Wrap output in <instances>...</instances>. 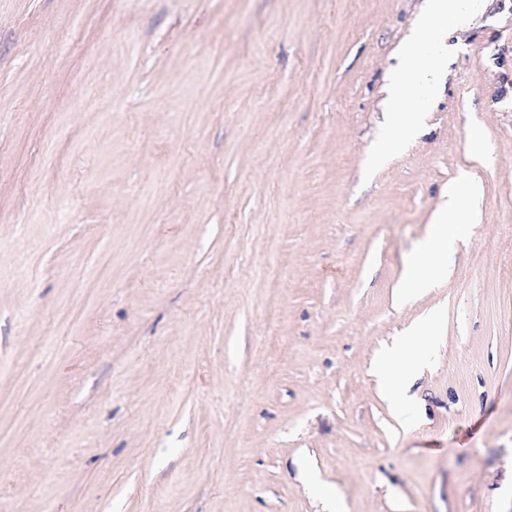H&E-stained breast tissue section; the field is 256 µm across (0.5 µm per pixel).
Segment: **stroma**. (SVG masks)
Wrapping results in <instances>:
<instances>
[{
	"label": "stroma",
	"instance_id": "stroma-1",
	"mask_svg": "<svg viewBox=\"0 0 512 512\" xmlns=\"http://www.w3.org/2000/svg\"><path fill=\"white\" fill-rule=\"evenodd\" d=\"M424 8L0 0V512H512V0L385 154ZM432 313L406 424L374 362ZM477 183L468 175H462L448 188V208L438 217L432 239L412 258L403 292L411 294L418 288H427L442 276L445 269L439 249L441 242L448 241V230L459 231L463 224L471 223L469 201L477 191Z\"/></svg>",
	"mask_w": 512,
	"mask_h": 512
}]
</instances>
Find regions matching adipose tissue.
Returning <instances> with one entry per match:
<instances>
[{"label": "adipose tissue", "mask_w": 512, "mask_h": 512, "mask_svg": "<svg viewBox=\"0 0 512 512\" xmlns=\"http://www.w3.org/2000/svg\"><path fill=\"white\" fill-rule=\"evenodd\" d=\"M464 7L463 0H427L414 37L404 50V67L397 78L403 92H416L414 103L390 97L387 110L390 116L388 134L383 142L387 149L399 146L403 133L414 128L418 111L430 101L441 75V68H423L418 61L425 56L436 40L444 38L449 23L458 21ZM477 190L476 182L467 175L461 176L448 189L450 201L447 209L438 217L432 239L412 258L403 288L410 294L428 287L444 273L441 242L447 241L449 231L461 230L470 221L469 202Z\"/></svg>", "instance_id": "ef3b65f1"}]
</instances>
